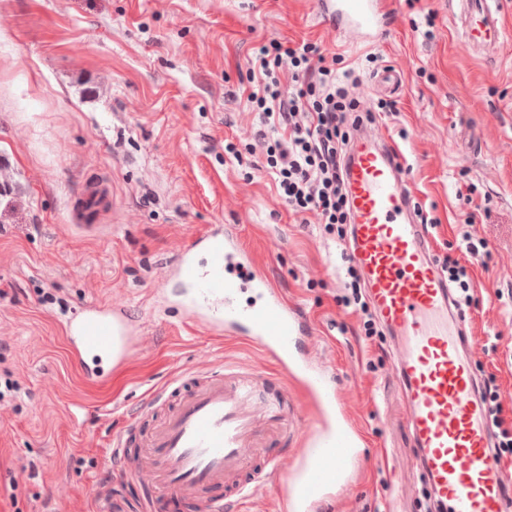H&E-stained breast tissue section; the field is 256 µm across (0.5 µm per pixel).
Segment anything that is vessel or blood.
I'll use <instances>...</instances> for the list:
<instances>
[{"mask_svg":"<svg viewBox=\"0 0 512 512\" xmlns=\"http://www.w3.org/2000/svg\"><path fill=\"white\" fill-rule=\"evenodd\" d=\"M471 16L467 42L503 35L491 0H467ZM327 20L366 38L386 32L380 0H321ZM345 177L355 223L349 257L363 271L370 300L402 341L397 373L408 400L409 428L432 493L446 512H512V471L489 448L487 410L476 394L470 360L472 340L461 330L462 314L450 310V287L431 257L428 240L410 216L411 196L398 147L362 138L349 153ZM206 258L193 249L181 255L176 277L188 314L201 324L258 344L282 373L292 371V346L303 331L296 309L254 265L232 228L207 231L199 240ZM252 291L249 303L240 296ZM118 316L85 308L69 329L80 347L112 348ZM266 371L211 368L177 375L150 392L143 406L167 405L163 420L143 438L139 452L125 448L138 427L130 420L112 437V456L121 476L150 485L153 498L140 512H153L166 495L201 505L203 512H240L246 501L279 472V460H265L250 472L261 452L262 433L286 427L281 398L265 393ZM312 388L328 409L341 408L337 387L313 374ZM364 436L349 423L312 434L290 489L292 505L312 508L328 489H344ZM224 487V498L210 497Z\"/></svg>","mask_w":512,"mask_h":512,"instance_id":"1","label":"vessel or blood"}]
</instances>
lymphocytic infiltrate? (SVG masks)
<instances>
[{"instance_id":"lymphocytic-infiltrate-1","label":"lymphocytic infiltrate","mask_w":512,"mask_h":512,"mask_svg":"<svg viewBox=\"0 0 512 512\" xmlns=\"http://www.w3.org/2000/svg\"><path fill=\"white\" fill-rule=\"evenodd\" d=\"M247 71V99L260 123L248 152L262 156L263 169L294 214H314L327 233L346 235L352 216L343 161L350 129L360 124L358 102L337 83L315 42L293 47L270 41L255 50ZM285 73L292 81L288 90L281 82ZM479 393L495 429L493 451L511 457L512 420L495 377L484 378Z\"/></svg>"}]
</instances>
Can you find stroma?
Wrapping results in <instances>:
<instances>
[{"label": "stroma", "instance_id": "stroma-1", "mask_svg": "<svg viewBox=\"0 0 512 512\" xmlns=\"http://www.w3.org/2000/svg\"><path fill=\"white\" fill-rule=\"evenodd\" d=\"M373 43L326 25L318 0H0V512H97L98 487L151 497L122 479L109 443L149 388L205 366L269 369L255 344L196 323L175 266L211 226L236 227L257 264L311 323L297 345L340 389L369 442L349 485L313 512H435L420 489L390 334L366 339L342 304L347 242L301 221L244 146L247 61L274 39L321 43L336 77L373 110L366 132L401 149L435 256L463 220L487 244L472 261L466 327L474 371L512 406V0L498 44L464 48L448 0H383ZM401 83H385L386 72ZM396 102L391 116L378 101ZM112 205L89 224L72 202L96 181ZM121 312L126 352L73 355L65 329L88 306ZM293 425L268 432L291 467L321 425L298 378L272 376Z\"/></svg>", "mask_w": 512, "mask_h": 512}]
</instances>
